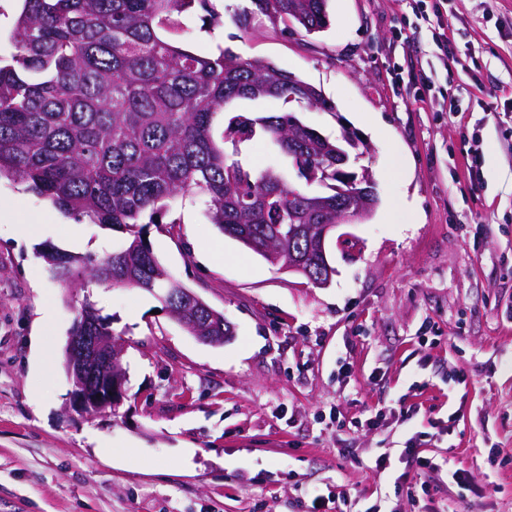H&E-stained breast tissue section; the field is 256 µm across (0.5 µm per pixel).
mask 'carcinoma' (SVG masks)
<instances>
[{
    "label": "carcinoma",
    "instance_id": "cac0c4a2",
    "mask_svg": "<svg viewBox=\"0 0 512 512\" xmlns=\"http://www.w3.org/2000/svg\"><path fill=\"white\" fill-rule=\"evenodd\" d=\"M195 0H23L0 55V177L28 183L76 221L121 227L128 244L107 258L50 247L41 253L69 289L92 282L158 293L178 308L172 279L146 239L150 223L178 194L208 198L213 224L231 238L258 242L288 233L305 191L272 169L256 171L233 153L267 137L293 168L336 198V154L314 130L284 112L236 114L213 136L216 115L238 99L288 102L290 72L229 48L198 55L175 42L178 16ZM236 15L244 31L257 17L306 33L329 26L327 0H250Z\"/></svg>",
    "mask_w": 512,
    "mask_h": 512
}]
</instances>
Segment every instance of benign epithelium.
<instances>
[{"label": "benign epithelium", "mask_w": 512, "mask_h": 512, "mask_svg": "<svg viewBox=\"0 0 512 512\" xmlns=\"http://www.w3.org/2000/svg\"><path fill=\"white\" fill-rule=\"evenodd\" d=\"M347 161V153L336 149V178L341 181L336 186V223L294 229L290 242L307 238L309 249L305 251L301 247L289 246L288 260L281 267L283 271L310 280L316 278L320 286L329 285L335 274L325 252L328 237L339 227L368 217L378 203L372 182L347 172ZM328 211V201L304 198L299 206L298 219L304 222ZM101 332L103 329L99 321L92 318L85 329L69 337L65 347L70 375L78 382L70 407L82 417L117 407L125 394L126 376L121 367L124 346L110 336L101 335Z\"/></svg>", "instance_id": "1"}]
</instances>
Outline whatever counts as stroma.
<instances>
[{
	"instance_id": "35a3bbf8",
	"label": "stroma",
	"mask_w": 512,
	"mask_h": 512,
	"mask_svg": "<svg viewBox=\"0 0 512 512\" xmlns=\"http://www.w3.org/2000/svg\"><path fill=\"white\" fill-rule=\"evenodd\" d=\"M243 5H193L177 44L265 58L321 89L334 111L233 109L289 111L332 139L355 131L368 151L351 169L380 204L348 225L354 250L328 242L336 274L319 288L220 232L203 195L169 200L146 238L232 325L213 346L146 291L92 283L69 300L41 250L102 259L127 233L1 179L0 205L55 232L19 239L0 222V512H310L319 495L321 512H512V0H449L444 52L405 0H327L330 25L312 34L263 19L242 31ZM85 298L124 342L128 377L122 403L91 418L71 410L62 367ZM411 444L434 469L413 466ZM52 310V303L46 302L41 310V316L39 318L41 334L37 336V348L41 356L44 358L48 357L51 351L48 332L52 325Z\"/></svg>"
}]
</instances>
